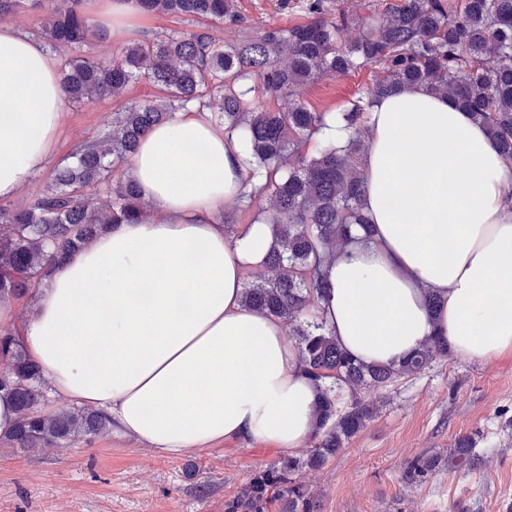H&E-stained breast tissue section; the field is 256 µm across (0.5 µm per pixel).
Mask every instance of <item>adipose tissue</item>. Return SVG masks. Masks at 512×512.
I'll use <instances>...</instances> for the list:
<instances>
[{"mask_svg": "<svg viewBox=\"0 0 512 512\" xmlns=\"http://www.w3.org/2000/svg\"><path fill=\"white\" fill-rule=\"evenodd\" d=\"M65 98L43 45L0 26V199L46 166ZM363 139L373 241L326 268L320 315L337 343L368 364L432 336L460 358L512 355V166L469 112L422 87L375 102ZM247 169L237 137L194 111L143 136L129 175L153 217L109 227L36 294L23 341L52 396L164 456L310 443L321 385L284 321L243 304L270 226L230 237L217 220Z\"/></svg>", "mask_w": 512, "mask_h": 512, "instance_id": "1", "label": "adipose tissue"}]
</instances>
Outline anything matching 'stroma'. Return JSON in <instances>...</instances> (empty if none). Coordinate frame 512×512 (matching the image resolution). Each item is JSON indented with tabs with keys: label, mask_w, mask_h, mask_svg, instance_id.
<instances>
[{
	"label": "stroma",
	"mask_w": 512,
	"mask_h": 512,
	"mask_svg": "<svg viewBox=\"0 0 512 512\" xmlns=\"http://www.w3.org/2000/svg\"><path fill=\"white\" fill-rule=\"evenodd\" d=\"M241 26L210 24L180 14L138 13L122 38L104 35L83 45L60 44L55 67L76 56L111 57L123 47L171 32L210 27L223 43L268 27L304 21L306 0H236ZM377 72L366 66L301 86L297 97L319 112H337ZM139 82L100 101L66 103L47 162L66 160L80 143L100 138L113 112L159 97ZM378 413L344 451L302 475L318 512H512V356L481 363L453 355L385 390L364 392ZM462 435L475 441L474 466L432 471L419 484L402 479L408 460L446 452ZM282 450L254 439L163 457L115 431L44 453L0 447V512H224L256 472Z\"/></svg>",
	"instance_id": "stroma-1"
}]
</instances>
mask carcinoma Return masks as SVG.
<instances>
[{"mask_svg": "<svg viewBox=\"0 0 512 512\" xmlns=\"http://www.w3.org/2000/svg\"><path fill=\"white\" fill-rule=\"evenodd\" d=\"M45 12L42 35L51 46L85 44L99 36L82 0H60ZM145 11L202 17L240 26L235 0H139ZM308 20L269 27L256 37L231 45L216 42L208 29L171 33L127 46L109 59L77 57L63 70L62 85L73 102L104 99L139 79L157 85L163 100L135 101L112 118L102 140L76 148L73 162L56 168L52 181L25 206L0 212V305L30 302L37 288L70 255L110 224H136L147 216L135 183L120 168L141 138L173 113L188 106L213 112L224 132L237 134L250 157V184L240 200L247 213L255 198H265L273 244L264 268L244 290L245 305L284 321L297 342L301 364L324 382L316 410L313 448L282 457L254 474L224 512H317V503L300 481L336 456L373 417L360 396L363 388H384L417 374L448 355L438 337L423 343L398 365H367L336 342L318 315L324 291V266L346 245L355 228L371 240L364 210L361 171L362 132L373 103L406 86L444 94L485 125L504 158L512 163V0H399L387 3L365 22L343 9L325 12L324 0H307ZM349 42L341 44L345 34ZM373 66L380 77L362 96L337 113L350 136L344 147L309 153L307 141L321 132L328 112L309 109L294 98L295 89L323 75H345ZM254 79L264 93L284 103L273 110L254 105L239 80ZM295 160L281 172L288 155ZM98 201H79L76 191L101 185ZM0 391L17 405L15 429L4 437L10 447L48 451L112 428L103 412L73 407L46 415L39 366L27 354L18 330H0ZM474 441L461 436L448 449V465H470ZM438 463L436 457L409 461L403 480L418 483Z\"/></svg>", "mask_w": 512, "mask_h": 512, "instance_id": "cac0c4a2", "label": "carcinoma"}]
</instances>
